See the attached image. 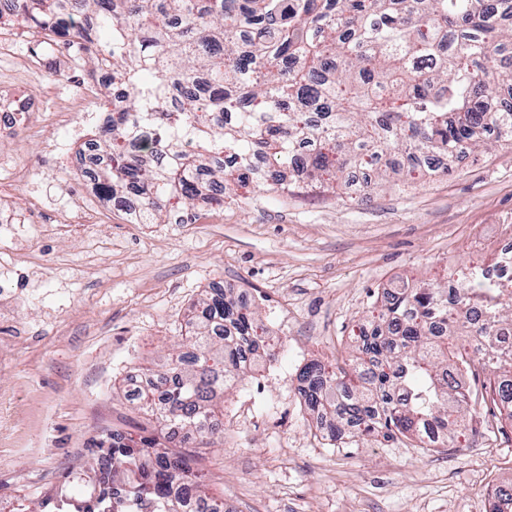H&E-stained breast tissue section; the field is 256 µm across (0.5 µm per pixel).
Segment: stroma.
Here are the masks:
<instances>
[{
	"instance_id": "1",
	"label": "stroma",
	"mask_w": 512,
	"mask_h": 512,
	"mask_svg": "<svg viewBox=\"0 0 512 512\" xmlns=\"http://www.w3.org/2000/svg\"><path fill=\"white\" fill-rule=\"evenodd\" d=\"M88 58L69 51L54 79L4 82L47 112L95 94ZM86 116L39 121L0 142V175L26 172L0 209V504L34 506L77 481L92 440L158 429L125 382L192 353L194 306L212 289L250 307L278 350L224 394V429L171 443L237 512H487L489 485L512 480V425L495 408L447 448L382 437L332 439L296 394L301 368L347 358L350 330L402 280H445L512 242V146L469 153L411 184L372 180L369 198L324 186L203 206L171 201L132 224L77 162L52 151ZM93 214V233L71 223Z\"/></svg>"
}]
</instances>
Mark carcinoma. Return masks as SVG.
Wrapping results in <instances>:
<instances>
[{
	"instance_id": "1",
	"label": "carcinoma",
	"mask_w": 512,
	"mask_h": 512,
	"mask_svg": "<svg viewBox=\"0 0 512 512\" xmlns=\"http://www.w3.org/2000/svg\"><path fill=\"white\" fill-rule=\"evenodd\" d=\"M27 27L82 41L112 85V117L82 168L106 200L128 198L132 224H155L172 199L209 203L217 186L286 195L301 166L308 184L374 167L391 151L448 159L512 141V111L488 102L512 86V0H14ZM372 328L353 329L355 354L337 370L304 366L297 394L318 427L345 434L412 437L421 448L455 437L491 403L512 410V279L479 266L448 285L406 284ZM192 364L174 385L136 400L158 415L153 436L118 433L95 443L112 460L93 494L37 512H125L145 499L157 512H186L169 485L190 480L167 451L172 422L212 435L224 420L216 393L237 384L247 354L267 344L251 314L216 289L191 322ZM480 366L487 379L461 389L450 368Z\"/></svg>"
}]
</instances>
